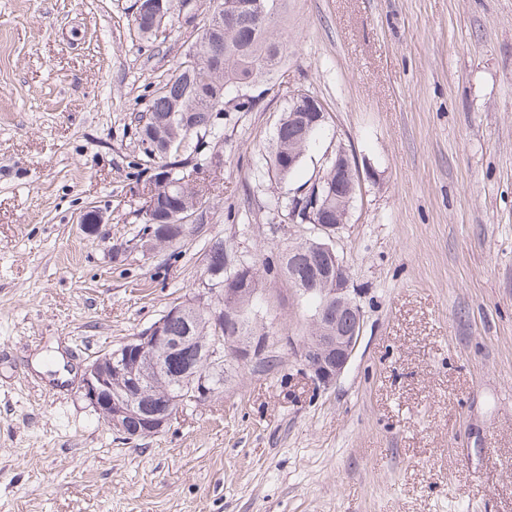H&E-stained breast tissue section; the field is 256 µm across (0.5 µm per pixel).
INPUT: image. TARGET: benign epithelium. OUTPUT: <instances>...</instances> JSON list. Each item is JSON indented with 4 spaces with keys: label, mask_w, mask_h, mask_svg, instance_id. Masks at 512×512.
I'll use <instances>...</instances> for the list:
<instances>
[{
    "label": "benign epithelium",
    "mask_w": 512,
    "mask_h": 512,
    "mask_svg": "<svg viewBox=\"0 0 512 512\" xmlns=\"http://www.w3.org/2000/svg\"><path fill=\"white\" fill-rule=\"evenodd\" d=\"M178 17L187 25L195 23L196 0H176ZM290 120L310 130L327 120V111L313 95L301 92L297 108ZM333 185L325 187L329 197L336 198V210L328 205L306 207L301 191L288 196V218L292 221L304 215V222L312 224V235L318 238L314 247L328 259L330 272L323 279L306 280L298 284L296 294L316 293L320 303L311 322L317 335L305 342L299 336H270L258 329L244 335L242 321L245 309L255 298L251 288H226L224 298L216 291H201L194 297L169 307L149 327L125 341L119 348L98 355L84 369L81 390L84 398L113 431L129 439L155 435L168 427L175 418L169 401V375L164 357L181 346L194 343L202 358L216 367L225 362L249 365L265 358L271 344L281 342L288 346L312 380L324 387L335 383L350 363L361 340L364 315L361 306L349 288L347 269L335 248L330 244L333 233L347 223L350 207L359 187L354 174L355 165L347 150L340 146L333 156ZM224 168L223 152H211L200 165L204 174ZM199 315L215 325H224V350L215 341H203L195 336L174 337L167 331V322L173 318L188 321ZM182 403L178 408L202 404L215 391L208 378L191 370L182 379Z\"/></svg>",
    "instance_id": "7a95c632"
}]
</instances>
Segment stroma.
I'll use <instances>...</instances> for the list:
<instances>
[{"label":"stroma","mask_w":512,"mask_h":512,"mask_svg":"<svg viewBox=\"0 0 512 512\" xmlns=\"http://www.w3.org/2000/svg\"><path fill=\"white\" fill-rule=\"evenodd\" d=\"M209 7L146 40L136 0H0V512H512V0H280L288 54L208 139L204 222L149 253L132 115ZM301 90L329 118L279 184ZM340 145L361 188L333 245L364 328L339 380L280 344L159 434L110 431L87 362L201 288L212 241L260 261L308 237L288 195ZM259 288L270 335L308 332L280 275Z\"/></svg>","instance_id":"stroma-1"}]
</instances>
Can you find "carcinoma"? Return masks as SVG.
Instances as JSON below:
<instances>
[{"instance_id": "cac0c4a2", "label": "carcinoma", "mask_w": 512, "mask_h": 512, "mask_svg": "<svg viewBox=\"0 0 512 512\" xmlns=\"http://www.w3.org/2000/svg\"><path fill=\"white\" fill-rule=\"evenodd\" d=\"M211 24L214 34L201 36L196 49L186 53L187 59L179 62L166 82L153 92L146 108L133 117L141 144L148 145L165 167L187 166L184 155L191 141L211 131L230 102H235L236 110L255 106V97H241L237 91L274 72V58L283 55L285 40L274 24L259 21L256 0H235L221 9ZM134 27L139 37L151 38L157 30L154 14L134 17ZM288 117L286 112L280 120L271 157V172L280 182L291 179L296 171L294 167L288 168V154L305 153L319 131L316 127L305 136ZM187 175L189 172L180 171L174 178L163 181L160 174H155L145 197L148 210L170 234L171 245L189 232L190 223L185 218L196 206L207 202L208 183L180 184ZM282 261L292 262L301 277L320 272L324 266V259L304 250L301 242L296 244V253L291 257L283 255ZM230 262L226 246L213 248L211 268L216 273L213 281L221 289ZM237 266L232 286L258 287L256 262L246 260ZM202 366L198 348L183 347L170 363L171 396L180 395L179 374L189 367Z\"/></svg>"}]
</instances>
